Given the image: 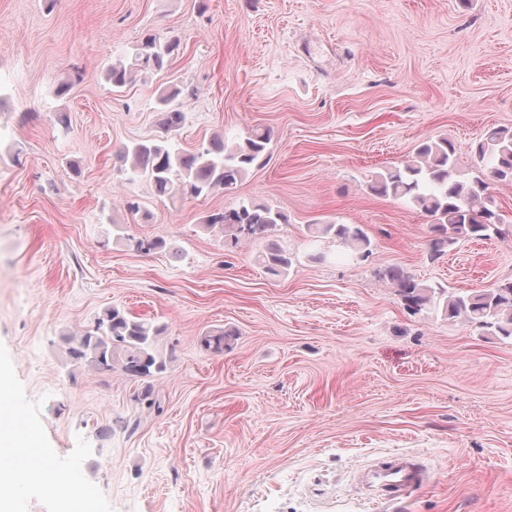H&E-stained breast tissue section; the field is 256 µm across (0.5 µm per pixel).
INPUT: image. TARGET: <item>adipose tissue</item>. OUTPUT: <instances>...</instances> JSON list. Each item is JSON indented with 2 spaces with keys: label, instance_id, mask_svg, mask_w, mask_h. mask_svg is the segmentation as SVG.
<instances>
[{
  "label": "adipose tissue",
  "instance_id": "ef3b65f1",
  "mask_svg": "<svg viewBox=\"0 0 512 512\" xmlns=\"http://www.w3.org/2000/svg\"><path fill=\"white\" fill-rule=\"evenodd\" d=\"M35 445L34 433L0 398V512H18L19 490L26 485L55 488L65 512H84L88 496L78 484L54 467L34 468L27 458L18 456V449Z\"/></svg>",
  "mask_w": 512,
  "mask_h": 512
}]
</instances>
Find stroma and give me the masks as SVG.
<instances>
[{
	"instance_id": "1",
	"label": "stroma",
	"mask_w": 512,
	"mask_h": 512,
	"mask_svg": "<svg viewBox=\"0 0 512 512\" xmlns=\"http://www.w3.org/2000/svg\"><path fill=\"white\" fill-rule=\"evenodd\" d=\"M155 32L180 42L168 71L113 88L108 67ZM173 85L178 147L263 126L268 164L198 198L124 180L119 150L155 134ZM492 127L512 128V0H0L8 402L94 512H512V339L412 313L378 277L511 280L512 185L493 189L502 236L436 260L430 218L368 188L422 141L465 152ZM248 200L287 223L242 245L205 228ZM329 223L361 227L368 254L311 240ZM271 241L292 259L279 277ZM112 305L167 327L153 404L68 353ZM219 327L229 348L203 350ZM394 453L427 483L365 496L358 470Z\"/></svg>"
}]
</instances>
